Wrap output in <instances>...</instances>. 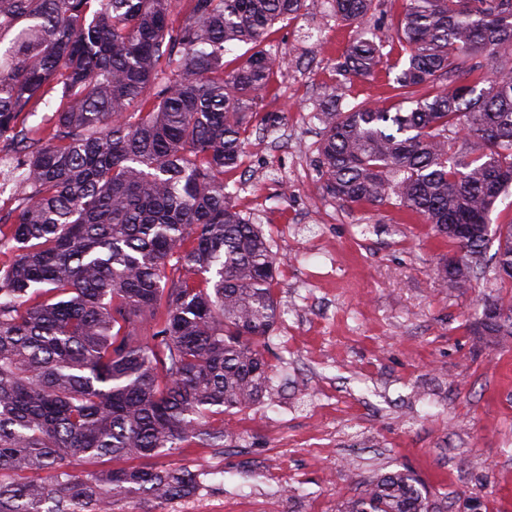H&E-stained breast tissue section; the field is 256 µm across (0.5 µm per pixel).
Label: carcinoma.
<instances>
[{
    "label": "carcinoma",
    "instance_id": "carcinoma-1",
    "mask_svg": "<svg viewBox=\"0 0 512 512\" xmlns=\"http://www.w3.org/2000/svg\"><path fill=\"white\" fill-rule=\"evenodd\" d=\"M333 3L357 37L313 118L324 190L347 206L417 214L470 287L490 262L512 282V0H0V138L17 150L0 268V512H153L202 473L141 461L197 440L269 389L261 348L281 316L277 259L236 207L253 117L284 65L266 48ZM243 47L227 69L224 56ZM395 73L392 105L349 103L355 78ZM53 111L34 136L26 116ZM497 244L495 252L487 249ZM481 347L512 341V305L476 306ZM103 457L124 465L79 470ZM407 471L378 474L336 512H434Z\"/></svg>",
    "mask_w": 512,
    "mask_h": 512
}]
</instances>
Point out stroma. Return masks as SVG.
<instances>
[{
    "label": "stroma",
    "instance_id": "stroma-1",
    "mask_svg": "<svg viewBox=\"0 0 512 512\" xmlns=\"http://www.w3.org/2000/svg\"><path fill=\"white\" fill-rule=\"evenodd\" d=\"M356 35L309 15L270 36L284 65L262 109L288 119L250 131L224 180L281 260L271 388L225 415L223 447L187 442L153 463L205 471L224 512H336L361 481L404 469L440 512L472 499L512 512V347L478 348L469 328L475 299L512 301V284L480 272L458 292L437 272L454 249L422 218L322 188L312 113Z\"/></svg>",
    "mask_w": 512,
    "mask_h": 512
}]
</instances>
